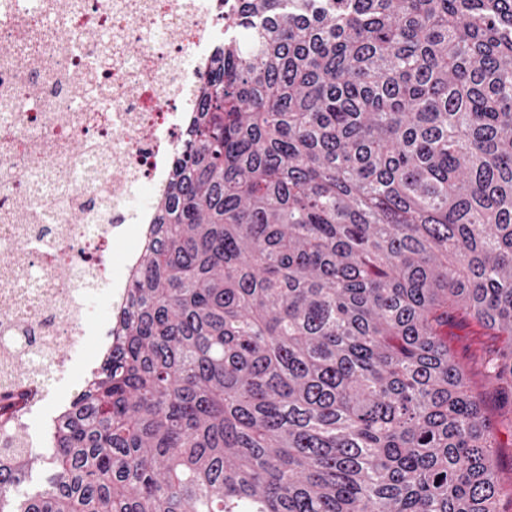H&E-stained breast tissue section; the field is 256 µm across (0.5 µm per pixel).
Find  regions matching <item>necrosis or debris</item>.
Segmentation results:
<instances>
[{
  "mask_svg": "<svg viewBox=\"0 0 512 512\" xmlns=\"http://www.w3.org/2000/svg\"><path fill=\"white\" fill-rule=\"evenodd\" d=\"M58 16L53 0H0V244L28 258L37 274L0 267V352L46 337L105 344L138 247L109 269L127 227L145 234L165 189L185 117L224 31L216 0H74ZM97 38H88V31ZM95 278L101 315L74 325L84 301L59 281ZM31 338L13 335L15 324ZM0 422L26 434L47 389L36 376L0 370Z\"/></svg>",
  "mask_w": 512,
  "mask_h": 512,
  "instance_id": "obj_1",
  "label": "necrosis or debris"
}]
</instances>
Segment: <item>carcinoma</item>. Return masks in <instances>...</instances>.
Listing matches in <instances>:
<instances>
[{
	"label": "carcinoma",
	"instance_id": "obj_1",
	"mask_svg": "<svg viewBox=\"0 0 512 512\" xmlns=\"http://www.w3.org/2000/svg\"><path fill=\"white\" fill-rule=\"evenodd\" d=\"M198 107L50 475L0 512H501L448 346L512 409V0H222Z\"/></svg>",
	"mask_w": 512,
	"mask_h": 512
}]
</instances>
